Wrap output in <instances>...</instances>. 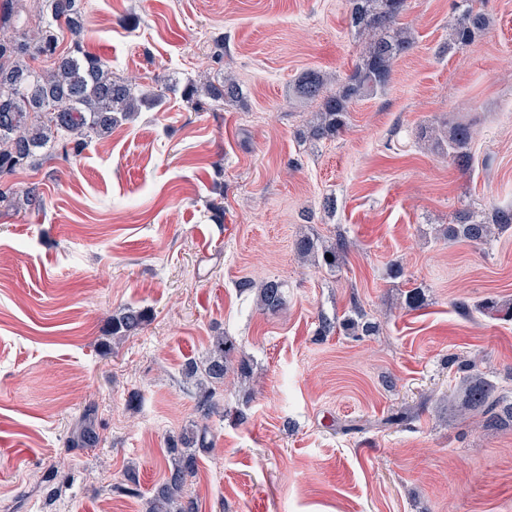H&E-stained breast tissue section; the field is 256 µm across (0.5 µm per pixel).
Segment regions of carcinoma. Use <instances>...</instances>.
Instances as JSON below:
<instances>
[{"instance_id":"carcinoma-1","label":"carcinoma","mask_w":512,"mask_h":512,"mask_svg":"<svg viewBox=\"0 0 512 512\" xmlns=\"http://www.w3.org/2000/svg\"><path fill=\"white\" fill-rule=\"evenodd\" d=\"M349 24L362 39V52L347 81L338 90L326 89L324 75L316 69L305 70L293 86V95L315 102L318 112L307 127L306 139L318 142L338 136L348 124L350 106L382 91L389 83L397 61L413 49L412 29L401 22L407 0H349ZM36 8L46 12L38 21L35 36L22 30L19 34L0 32V206L38 209L42 199L35 188L18 192L8 181L20 170L32 165L36 153L45 150L66 159L76 158L95 138L112 133L122 120L132 118L142 108L158 106L164 91H137L131 82L112 74L111 64L87 52L81 42L82 0H33ZM483 0H458L459 15L449 35L447 49L470 45L490 23L481 7ZM71 34L70 46L59 45V23ZM45 58L52 61L48 69H37L32 62ZM241 88L237 80L226 77L219 85L187 83L182 93L199 105L206 99L236 102ZM418 138L428 142L462 171L470 169L472 133L465 124L455 126L446 137L434 128L422 126ZM512 227V207H496L484 218L470 210H460L446 227L450 240L461 239L474 246L487 243L497 232ZM347 244L339 238L322 250L323 263L336 268L340 253ZM260 308L270 314L285 305L284 285L267 280L256 289ZM354 315L336 323L321 319L320 334L328 336L340 326L346 332L371 333L375 326L363 321L359 308ZM147 312L127 306L112 316V335H135L143 328ZM251 359L242 345L225 333L211 338L206 357L199 363L186 364L184 375L195 381L196 409L205 420L219 412L217 387L231 371L246 377ZM460 414L475 413L484 418L486 427L499 429L512 425V403L479 372L463 377L462 401L455 408ZM208 426L185 429L179 442L168 448V475L146 501V512H196L194 499L185 488L195 474L200 453L210 447ZM98 442L92 422L84 420L71 439L74 448H90Z\"/></svg>"}]
</instances>
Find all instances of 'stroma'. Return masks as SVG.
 Segmentation results:
<instances>
[{
    "mask_svg": "<svg viewBox=\"0 0 512 512\" xmlns=\"http://www.w3.org/2000/svg\"><path fill=\"white\" fill-rule=\"evenodd\" d=\"M83 7L87 50L170 89L81 156L14 176L41 210L0 207V512H145L169 440L199 419L182 369L221 332L253 372L228 377L208 421L187 487L199 512H512V428L445 401L464 360L512 399V317L479 310L512 304V230L482 246L442 235L458 210L512 205V0H485L489 28L445 55L455 0H407L413 50L316 144L300 137L315 104L288 92L308 68L329 90L346 81L361 49L349 0ZM228 75L239 101L183 100L187 80ZM459 123L474 132L468 171L417 137ZM302 232L345 238L336 270L297 259ZM244 278L281 280L283 310H259ZM355 303L376 334L319 335ZM128 305L150 318L118 341ZM90 406L99 442L71 447ZM407 408L419 419L388 424ZM131 467L137 495L117 493Z\"/></svg>",
    "mask_w": 512,
    "mask_h": 512,
    "instance_id": "obj_1",
    "label": "stroma"
}]
</instances>
